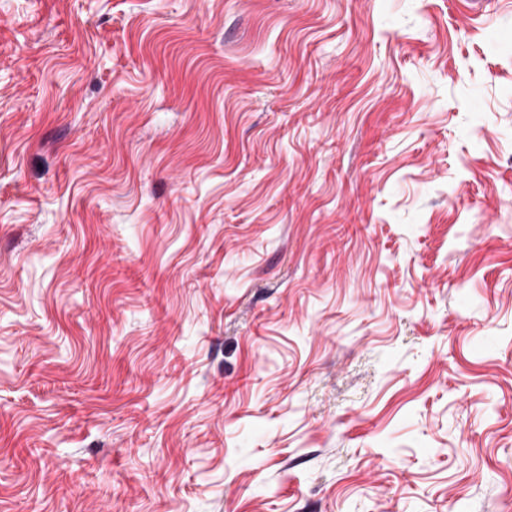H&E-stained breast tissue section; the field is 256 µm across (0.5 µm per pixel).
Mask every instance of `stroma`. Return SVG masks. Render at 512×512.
<instances>
[{
  "instance_id": "35a3bbf8",
  "label": "stroma",
  "mask_w": 512,
  "mask_h": 512,
  "mask_svg": "<svg viewBox=\"0 0 512 512\" xmlns=\"http://www.w3.org/2000/svg\"><path fill=\"white\" fill-rule=\"evenodd\" d=\"M0 512H512V0H0Z\"/></svg>"
}]
</instances>
